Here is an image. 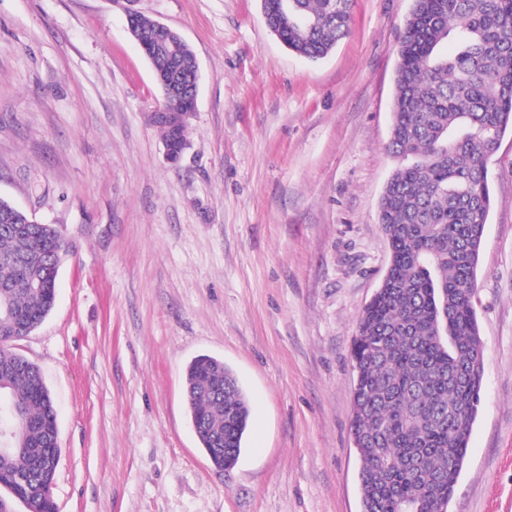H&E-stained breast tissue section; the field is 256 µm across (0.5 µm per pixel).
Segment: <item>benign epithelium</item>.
Here are the masks:
<instances>
[{
    "mask_svg": "<svg viewBox=\"0 0 512 512\" xmlns=\"http://www.w3.org/2000/svg\"><path fill=\"white\" fill-rule=\"evenodd\" d=\"M122 4L128 22V31L136 42L142 55L150 62L154 77L163 84V103L151 113V123H164L171 129L180 128L193 116L197 107V84L199 65L193 56L184 59L174 56V50L183 42L181 36L172 27L156 23L152 34L145 36L134 24L139 11L134 8L137 0H114ZM164 156L172 164L177 163L184 146L179 135H174L163 144Z\"/></svg>",
    "mask_w": 512,
    "mask_h": 512,
    "instance_id": "7a95c632",
    "label": "benign epithelium"
}]
</instances>
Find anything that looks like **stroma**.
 Masks as SVG:
<instances>
[{
	"mask_svg": "<svg viewBox=\"0 0 512 512\" xmlns=\"http://www.w3.org/2000/svg\"><path fill=\"white\" fill-rule=\"evenodd\" d=\"M412 4L353 0L348 36L314 62L261 0H138L199 63L172 164L121 6L0 0V198L70 243L53 311L13 344L56 403V512H361L351 351L389 259L378 206ZM489 177L485 389L448 512H512L511 134ZM201 354L252 408L224 472L184 397Z\"/></svg>",
	"mask_w": 512,
	"mask_h": 512,
	"instance_id": "stroma-1",
	"label": "stroma"
}]
</instances>
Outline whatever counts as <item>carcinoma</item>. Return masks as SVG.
<instances>
[{
  "label": "carcinoma",
  "mask_w": 512,
  "mask_h": 512,
  "mask_svg": "<svg viewBox=\"0 0 512 512\" xmlns=\"http://www.w3.org/2000/svg\"><path fill=\"white\" fill-rule=\"evenodd\" d=\"M261 0L294 53L318 60L349 32L351 0ZM456 51L444 52L448 40ZM512 131V0H414L399 41L390 155L379 204L390 260L358 322L351 436L362 512L448 508L479 412L483 375L472 300L492 199L484 155ZM0 209V512H56L57 413L40 367L12 342L56 300L52 224H5ZM185 401L218 471L238 460L248 399L224 362L186 367Z\"/></svg>",
  "instance_id": "1"
}]
</instances>
